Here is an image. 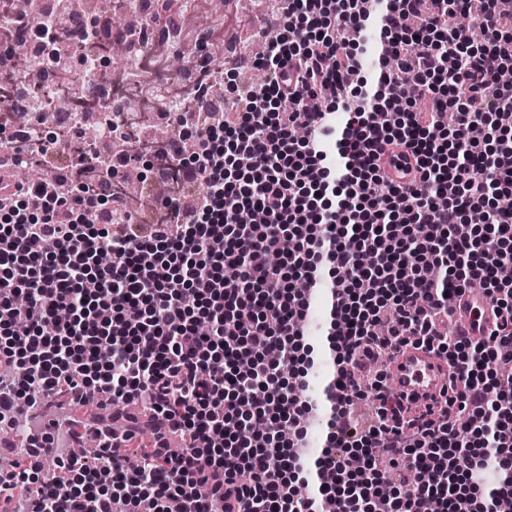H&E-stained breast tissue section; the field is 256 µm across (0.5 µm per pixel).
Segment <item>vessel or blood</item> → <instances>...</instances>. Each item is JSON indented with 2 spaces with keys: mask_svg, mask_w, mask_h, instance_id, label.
<instances>
[{
  "mask_svg": "<svg viewBox=\"0 0 512 512\" xmlns=\"http://www.w3.org/2000/svg\"><path fill=\"white\" fill-rule=\"evenodd\" d=\"M455 306L472 339H485L489 307L485 296L471 291L458 297ZM392 391L420 405L440 398L448 386V369L444 361L424 347L406 346L390 365L388 378Z\"/></svg>",
  "mask_w": 512,
  "mask_h": 512,
  "instance_id": "obj_1",
  "label": "vessel or blood"
}]
</instances>
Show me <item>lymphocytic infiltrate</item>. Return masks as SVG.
<instances>
[{
  "mask_svg": "<svg viewBox=\"0 0 512 512\" xmlns=\"http://www.w3.org/2000/svg\"><path fill=\"white\" fill-rule=\"evenodd\" d=\"M370 3L286 0L232 121L217 103L194 121L174 108L194 149L167 138L155 223L112 192L127 154L0 194V369L22 371L0 376V432L22 438L0 512H512V85L494 83L512 68V0ZM85 15L75 0L29 24L60 64ZM326 274L336 372L312 460L319 405L299 376ZM475 281L494 314L483 342L442 330ZM409 344L446 361L435 405L356 375ZM363 399L375 424L353 416ZM491 454L509 474L486 489Z\"/></svg>",
  "mask_w": 512,
  "mask_h": 512,
  "instance_id": "obj_1",
  "label": "lymphocytic infiltrate"
}]
</instances>
